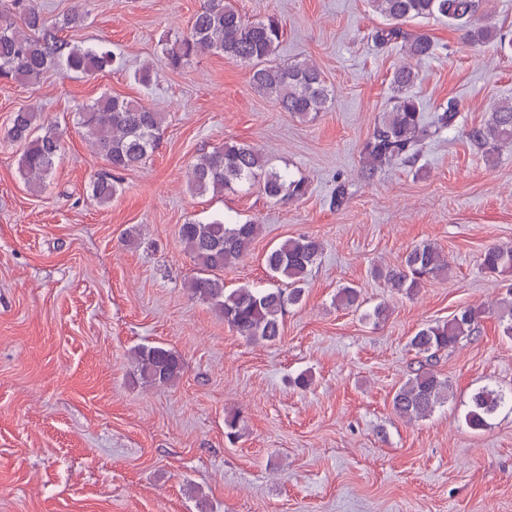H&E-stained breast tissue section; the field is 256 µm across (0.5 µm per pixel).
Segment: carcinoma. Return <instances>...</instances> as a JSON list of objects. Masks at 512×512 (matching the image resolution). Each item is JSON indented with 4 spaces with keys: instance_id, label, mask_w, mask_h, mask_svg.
<instances>
[{
    "instance_id": "carcinoma-1",
    "label": "carcinoma",
    "mask_w": 512,
    "mask_h": 512,
    "mask_svg": "<svg viewBox=\"0 0 512 512\" xmlns=\"http://www.w3.org/2000/svg\"><path fill=\"white\" fill-rule=\"evenodd\" d=\"M487 0H369L370 6L389 21L388 26L372 32L379 45L398 44L408 57L416 60L436 55L437 45L426 34L410 33L403 24L419 17H443L476 45L491 43L497 32L491 26H478L476 20L485 11ZM12 11L0 8V78L36 81L51 68L64 73L92 75L104 72L115 63L111 51L102 47L72 45L61 37L62 30L83 25L86 13L75 7L63 22L49 21L36 0H11ZM283 31L274 18L249 21L232 0H202L187 31L175 37L165 49L167 64L175 69L206 52L222 54L249 67L251 82L271 98L280 111L298 118L325 111L334 97L320 68L310 60L282 64L276 60ZM417 80L414 68L404 64L392 74L395 95L391 107L374 126L365 147L362 174L366 178L386 164L411 163L420 154L424 141L432 134L453 130L459 110L450 100L433 121H425L423 110L412 88ZM34 109L22 108L11 118L3 140L23 146L18 160L19 173L34 187L46 183L61 152V140L54 129L36 124ZM165 116L138 102L109 95L96 99L81 113L83 136L102 156L109 172L91 185L92 197L108 204L119 191V174L146 162L156 148ZM467 139L489 154L505 142H512V103L496 107L489 120L469 129ZM188 184L197 195L222 194L239 186L262 188L272 199L302 196L304 181L270 166L263 152L254 145L227 140L224 146L200 155L188 171ZM261 225L254 221L227 223L221 217L207 222L189 221L178 228L185 251L198 266V274L187 283L191 298L209 304L238 335L253 342L274 343L283 333L286 307L299 303L312 267L323 251L322 243L311 237H291L269 250L265 263L271 277L287 280L285 288L263 291L237 288L226 291L224 270L238 264L251 251L260 235ZM448 267L447 257L436 246L425 243L414 247L398 266L374 270L391 291L411 294L430 278ZM484 272L503 280H512V245L493 243L481 257ZM345 308H359L360 291L342 288L336 297ZM485 316L478 308H464L451 319L420 328L410 340L412 349L431 360L472 335ZM497 327L501 335L512 339V300L499 306ZM134 371L145 386H168L182 372V358L163 345H141L132 350ZM452 388L448 380L429 369H421L401 384L393 394L392 409L400 417L417 421L431 416L448 401ZM512 405V394L502 388L484 385L470 395L463 419L473 431H483L505 407ZM240 412L224 416V435L229 441L239 436Z\"/></svg>"
}]
</instances>
